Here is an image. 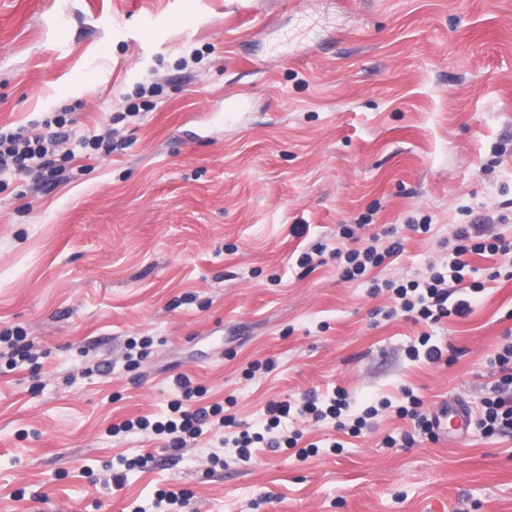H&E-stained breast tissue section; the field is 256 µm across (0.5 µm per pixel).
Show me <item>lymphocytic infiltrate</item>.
Returning <instances> with one entry per match:
<instances>
[{
    "mask_svg": "<svg viewBox=\"0 0 512 512\" xmlns=\"http://www.w3.org/2000/svg\"><path fill=\"white\" fill-rule=\"evenodd\" d=\"M69 124L66 115L60 114L48 121L47 129L43 132L33 133L23 129L0 131V173L32 174L39 181L54 183L75 158L73 152L62 148L63 142L69 138ZM455 238V259L449 272L435 271L420 282L391 285L390 290L401 312L427 323L439 322L450 315L466 316L471 308V294L483 289L480 283L468 285L464 282L467 255L500 256L512 265V241L500 235L483 237L472 234L469 227L461 226L456 230ZM401 248V242L395 240L381 251L372 245L346 250L342 255L344 278L354 280L364 276L387 258L397 255ZM494 363L501 376L497 381L495 397L483 402L480 419L482 429L489 435L512 431V342L497 352ZM176 386L181 397L169 404L167 412L154 419L140 416L113 425L112 435L149 430L163 437L167 447L179 449L185 446L187 440L198 438L205 431L215 428L222 432L221 445L233 449L236 460H250L252 449L258 444L295 450L297 458L303 460L316 453L317 447L312 443L302 447L298 444L297 436L280 435L279 428L285 419L302 416L317 423L330 420L337 429L348 428L356 434L366 428L368 419L377 414L375 407H367L363 416L355 419L353 426H345L342 415L348 411L349 403L345 393L337 390L327 398L309 397L297 407L287 401L268 402L262 429H241L234 416L226 413L223 404L189 408V401L200 400L206 394L205 388L194 385L189 376H179Z\"/></svg>",
    "mask_w": 512,
    "mask_h": 512,
    "instance_id": "lymphocytic-infiltrate-1",
    "label": "lymphocytic infiltrate"
}]
</instances>
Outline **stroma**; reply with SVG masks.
<instances>
[{"mask_svg":"<svg viewBox=\"0 0 512 512\" xmlns=\"http://www.w3.org/2000/svg\"><path fill=\"white\" fill-rule=\"evenodd\" d=\"M143 84L152 105L127 117ZM59 112L69 149L114 116L131 144L47 187L0 177V329L33 343L0 360V512H123L160 489L186 512H512V432L429 436L396 413L409 388L427 415L479 416L512 341L501 257L470 255L483 292L431 326L372 288L447 264L458 225L512 238V0H0V128ZM391 230L401 254L344 279L337 250ZM425 333L439 362L407 355ZM181 374L256 428L269 401L337 389L350 416L379 413L356 436L290 420L316 455L223 468L211 433L110 435L165 412ZM146 453L113 491V462ZM25 339L26 335L19 327L6 328L0 331L1 349L2 344H4L6 348L10 350L9 364L11 366L15 367L17 365L16 357H19L21 361L28 359V345L20 344L24 342Z\"/></svg>","mask_w":512,"mask_h":512,"instance_id":"35a3bbf8","label":"stroma"}]
</instances>
